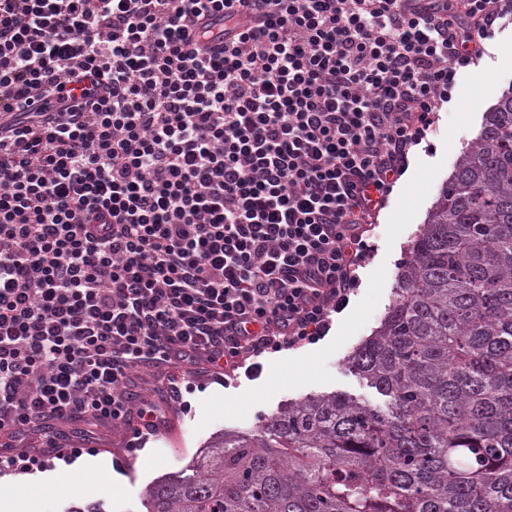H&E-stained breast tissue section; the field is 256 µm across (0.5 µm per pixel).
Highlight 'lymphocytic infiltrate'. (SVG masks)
Listing matches in <instances>:
<instances>
[{
  "label": "lymphocytic infiltrate",
  "instance_id": "1",
  "mask_svg": "<svg viewBox=\"0 0 512 512\" xmlns=\"http://www.w3.org/2000/svg\"><path fill=\"white\" fill-rule=\"evenodd\" d=\"M512 0H0V464L139 370L323 338Z\"/></svg>",
  "mask_w": 512,
  "mask_h": 512
}]
</instances>
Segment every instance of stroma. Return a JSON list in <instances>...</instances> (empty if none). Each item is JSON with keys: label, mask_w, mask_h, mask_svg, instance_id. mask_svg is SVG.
Wrapping results in <instances>:
<instances>
[{"label": "stroma", "mask_w": 512, "mask_h": 512, "mask_svg": "<svg viewBox=\"0 0 512 512\" xmlns=\"http://www.w3.org/2000/svg\"><path fill=\"white\" fill-rule=\"evenodd\" d=\"M512 48V24L496 30L484 43L475 67L461 70L459 86H466L474 69L492 82L490 93L477 104L465 123H458L453 103L437 112L427 138L414 147L409 167L428 173L417 199L414 216L396 229L401 188H393L384 207L376 212L368 233L369 253L358 268L360 286L351 295L346 316H334L328 336L317 343L284 350L262 360V371L248 375L237 370L223 382L201 374L184 392L186 409L167 412L164 426L147 436L140 450L129 452L132 442L124 426L103 425L88 436V453L72 461L53 458L43 472L53 479L42 489V512H68L90 502L103 503L106 512H144L145 487L158 477L181 470L204 443L224 430H253L288 402L309 394L343 392L374 405L385 399L352 372L348 355L375 330L395 298L401 267L415 233L453 171L463 148L479 135L484 114L503 91L512 87V68L502 66L501 51ZM85 493H77V486Z\"/></svg>", "instance_id": "1"}]
</instances>
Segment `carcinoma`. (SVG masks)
Returning a JSON list of instances; mask_svg holds the SVG:
<instances>
[{"mask_svg":"<svg viewBox=\"0 0 512 512\" xmlns=\"http://www.w3.org/2000/svg\"><path fill=\"white\" fill-rule=\"evenodd\" d=\"M347 360L386 398L314 395L222 433L147 512H512V88L411 243Z\"/></svg>","mask_w":512,"mask_h":512,"instance_id":"obj_1","label":"carcinoma"}]
</instances>
